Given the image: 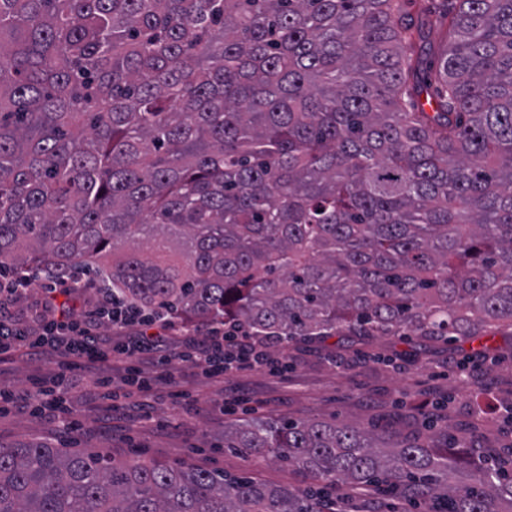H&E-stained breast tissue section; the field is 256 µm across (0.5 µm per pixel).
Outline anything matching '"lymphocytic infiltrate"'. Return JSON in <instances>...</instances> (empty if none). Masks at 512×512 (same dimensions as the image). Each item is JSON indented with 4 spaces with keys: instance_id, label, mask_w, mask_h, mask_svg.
I'll list each match as a JSON object with an SVG mask.
<instances>
[{
    "instance_id": "1",
    "label": "lymphocytic infiltrate",
    "mask_w": 512,
    "mask_h": 512,
    "mask_svg": "<svg viewBox=\"0 0 512 512\" xmlns=\"http://www.w3.org/2000/svg\"><path fill=\"white\" fill-rule=\"evenodd\" d=\"M30 285L27 276L0 279V355L23 348L32 355L48 351L62 356L51 384H38L33 410L69 430L79 425L62 399L70 372L95 374L98 386L106 388L112 383V360L117 357L125 363V381L137 384L148 397L153 387L141 376L142 364H153L163 378L178 360L218 378L225 365L251 368L265 357L261 339L241 333L228 336L218 325H206L199 337L174 335L168 314L142 316L129 311L111 292L77 276L59 279L45 273L38 312L29 317L14 314Z\"/></svg>"
}]
</instances>
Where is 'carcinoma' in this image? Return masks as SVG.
Segmentation results:
<instances>
[{"mask_svg": "<svg viewBox=\"0 0 512 512\" xmlns=\"http://www.w3.org/2000/svg\"><path fill=\"white\" fill-rule=\"evenodd\" d=\"M0 0V272L276 341L512 336V0ZM334 489L512 512V450L244 422ZM0 512H336L106 449L0 445Z\"/></svg>", "mask_w": 512, "mask_h": 512, "instance_id": "cac0c4a2", "label": "carcinoma"}]
</instances>
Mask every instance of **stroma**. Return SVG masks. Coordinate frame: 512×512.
Segmentation results:
<instances>
[{"label": "stroma", "mask_w": 512, "mask_h": 512, "mask_svg": "<svg viewBox=\"0 0 512 512\" xmlns=\"http://www.w3.org/2000/svg\"><path fill=\"white\" fill-rule=\"evenodd\" d=\"M494 344L500 363L473 371L463 381L448 376V366L473 356L480 342L434 343L426 348L420 340L404 337L355 348L333 337L314 346L283 343L271 346L270 352L293 362L289 373L252 369L227 373L220 381L176 361L170 379L154 387L150 419L123 414L104 418L98 405L86 403L76 387L68 401L83 417L80 431L61 433L47 419L12 410L0 415V444L106 448L118 459L185 463L268 486H311L312 478L303 472L272 461L250 462L225 447V428L245 415L221 411L218 403L245 394L252 400L250 415L267 422L315 419L408 434L434 414L454 436L498 449L512 445V425L501 411L512 397V338L499 336ZM57 370L54 357L19 353L0 364V388L21 395L33 378Z\"/></svg>", "instance_id": "stroma-1"}]
</instances>
